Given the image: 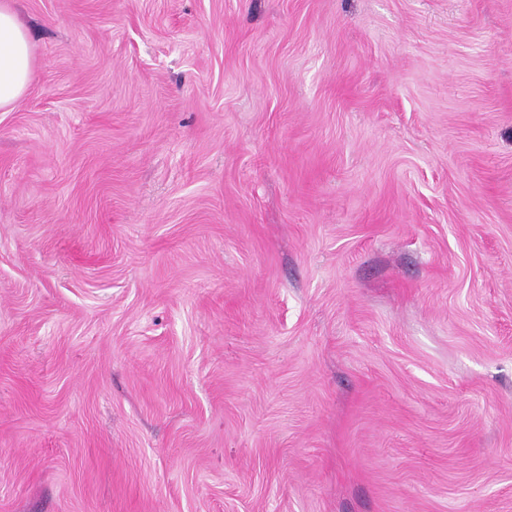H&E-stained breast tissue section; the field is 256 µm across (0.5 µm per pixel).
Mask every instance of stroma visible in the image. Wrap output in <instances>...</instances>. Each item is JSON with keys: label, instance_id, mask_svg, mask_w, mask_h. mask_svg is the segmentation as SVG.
Returning a JSON list of instances; mask_svg holds the SVG:
<instances>
[{"label": "stroma", "instance_id": "obj_1", "mask_svg": "<svg viewBox=\"0 0 512 512\" xmlns=\"http://www.w3.org/2000/svg\"><path fill=\"white\" fill-rule=\"evenodd\" d=\"M0 512H512V0H14ZM34 78L31 43L12 0L0 2V109L20 100Z\"/></svg>", "mask_w": 512, "mask_h": 512}]
</instances>
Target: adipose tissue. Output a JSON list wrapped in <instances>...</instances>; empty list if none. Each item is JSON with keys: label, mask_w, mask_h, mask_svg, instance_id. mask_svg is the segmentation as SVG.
<instances>
[{"label": "adipose tissue", "mask_w": 512, "mask_h": 512, "mask_svg": "<svg viewBox=\"0 0 512 512\" xmlns=\"http://www.w3.org/2000/svg\"><path fill=\"white\" fill-rule=\"evenodd\" d=\"M33 78L28 33L12 0H0V109L18 102Z\"/></svg>", "instance_id": "obj_1"}]
</instances>
